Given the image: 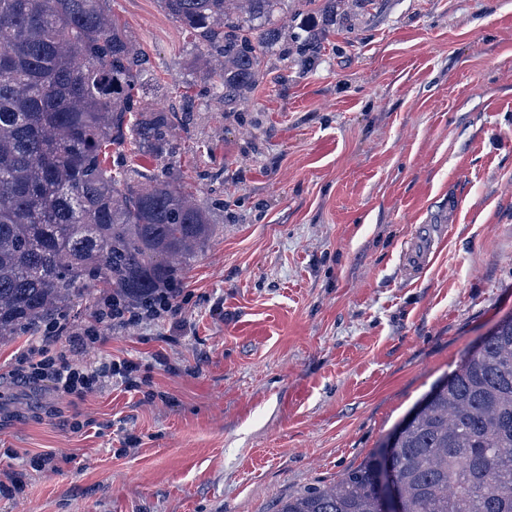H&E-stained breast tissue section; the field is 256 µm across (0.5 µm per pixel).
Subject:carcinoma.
I'll return each instance as SVG.
<instances>
[{"instance_id":"cac0c4a2","label":"carcinoma","mask_w":512,"mask_h":512,"mask_svg":"<svg viewBox=\"0 0 512 512\" xmlns=\"http://www.w3.org/2000/svg\"><path fill=\"white\" fill-rule=\"evenodd\" d=\"M283 0H160L206 56L204 83L226 103L250 97L263 59L285 38ZM339 0H298L325 23ZM149 59L111 0H0V340L35 333L77 302L111 291L145 300L212 233V214L171 172L112 168L126 143L176 152L177 112L143 96ZM426 405L330 486L276 512H382L378 473L390 458L394 512H512V316L502 319Z\"/></svg>"}]
</instances>
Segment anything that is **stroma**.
Masks as SVG:
<instances>
[{"instance_id": "35a3bbf8", "label": "stroma", "mask_w": 512, "mask_h": 512, "mask_svg": "<svg viewBox=\"0 0 512 512\" xmlns=\"http://www.w3.org/2000/svg\"><path fill=\"white\" fill-rule=\"evenodd\" d=\"M181 108L174 172L212 211L182 326L105 328L141 391L18 386L0 341V512H275L386 441L512 315V0H364L323 48L288 37L225 106L158 0H111ZM429 266L400 259L419 227ZM73 455L58 473L34 465ZM22 489H4L5 476Z\"/></svg>"}]
</instances>
